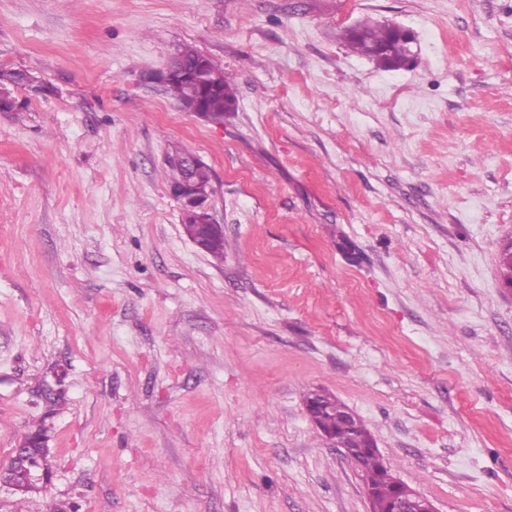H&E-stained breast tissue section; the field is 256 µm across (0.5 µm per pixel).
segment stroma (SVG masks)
I'll return each instance as SVG.
<instances>
[{"mask_svg":"<svg viewBox=\"0 0 512 512\" xmlns=\"http://www.w3.org/2000/svg\"><path fill=\"white\" fill-rule=\"evenodd\" d=\"M362 20L414 61L351 53ZM193 45L222 124L144 82ZM0 512H371L309 394L364 421L436 512H512V0H0ZM211 171L215 260L173 149ZM402 29L409 42L413 43L412 32ZM406 38L393 25L374 21H365L347 28L342 35V40L352 52L374 60L385 70H400L409 65ZM34 448L45 450L48 448L47 434L30 436L27 439L22 437L12 451V463L24 474L23 485L39 483L48 477V471L34 455Z\"/></svg>","mask_w":512,"mask_h":512,"instance_id":"stroma-1","label":"stroma"}]
</instances>
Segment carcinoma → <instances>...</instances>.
I'll use <instances>...</instances> for the list:
<instances>
[{
    "instance_id": "carcinoma-1",
    "label": "carcinoma",
    "mask_w": 512,
    "mask_h": 512,
    "mask_svg": "<svg viewBox=\"0 0 512 512\" xmlns=\"http://www.w3.org/2000/svg\"><path fill=\"white\" fill-rule=\"evenodd\" d=\"M342 40L352 52L374 60L385 70H400L410 63L407 40L392 25L365 21L345 29ZM215 72L219 75V88L216 91H207L181 78L170 80L164 85V90L182 110L196 114L203 112L210 121L220 123L224 121V114L235 107L236 90L224 76L223 69L217 66ZM185 156L187 153L179 150L168 156L170 187L175 188L189 178L197 187L209 188L210 176L206 164L199 160L193 167L187 168L184 166ZM205 249L215 259H224V232L213 233L206 241ZM498 262L503 270L504 283L512 282V242L503 245ZM321 399L325 411L319 418L320 424L327 429L336 430L338 434L343 433L349 426L354 433L353 447H368L372 438L363 420L337 399L324 395ZM348 461L361 472L362 478H368L374 483L378 512H389L396 492L383 479L386 466L380 455L373 452L363 456L354 455Z\"/></svg>"
}]
</instances>
